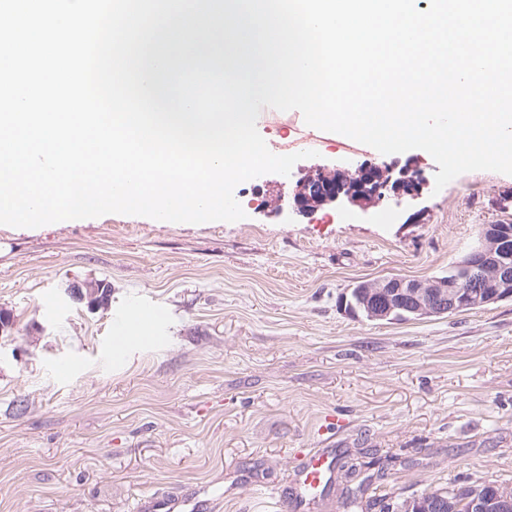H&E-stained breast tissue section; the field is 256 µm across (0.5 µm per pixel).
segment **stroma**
<instances>
[{
  "instance_id": "stroma-1",
  "label": "stroma",
  "mask_w": 512,
  "mask_h": 512,
  "mask_svg": "<svg viewBox=\"0 0 512 512\" xmlns=\"http://www.w3.org/2000/svg\"><path fill=\"white\" fill-rule=\"evenodd\" d=\"M296 110L263 113L270 145ZM370 161L420 178L414 205L343 203L278 213L313 170ZM424 150L343 155L326 139L290 175L242 182L237 222L107 214L0 225V512H131L168 492L212 512H273L310 448L360 460L347 505L333 480L304 512H370L369 500L493 480L512 487V300L392 323L341 310L356 282L446 274L484 225L512 222V175L462 174L436 189ZM112 287L108 308L71 285ZM162 313L152 342L115 356L112 328Z\"/></svg>"
}]
</instances>
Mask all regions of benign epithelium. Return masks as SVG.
I'll return each instance as SVG.
<instances>
[{
    "instance_id": "obj_1",
    "label": "benign epithelium",
    "mask_w": 512,
    "mask_h": 512,
    "mask_svg": "<svg viewBox=\"0 0 512 512\" xmlns=\"http://www.w3.org/2000/svg\"><path fill=\"white\" fill-rule=\"evenodd\" d=\"M369 166L362 171L370 170ZM375 177L362 188L356 189L339 177L334 182L325 181L322 171L307 176L305 183L319 188L316 201L320 204L347 200L359 204H375L384 200L390 191L396 204L415 199L411 191H398V187L414 182L418 172L409 167L392 179L393 169L375 167ZM482 260L475 262L466 257L455 268L462 275L453 281L434 278L426 281L392 276L366 282L342 297L341 305L354 317L362 314L371 321H394L408 312L417 317H441L470 309L489 306L505 299H512V265L504 260L505 247L498 224L485 225L480 238ZM400 512H454L450 499L437 496L404 498ZM471 512H512V488L500 486L492 497H478L471 504Z\"/></svg>"
}]
</instances>
